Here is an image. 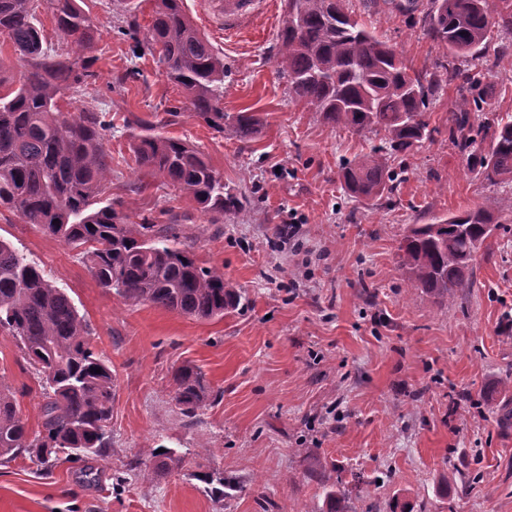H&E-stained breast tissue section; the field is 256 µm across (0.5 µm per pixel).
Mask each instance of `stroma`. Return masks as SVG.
Returning a JSON list of instances; mask_svg holds the SVG:
<instances>
[{"mask_svg":"<svg viewBox=\"0 0 512 512\" xmlns=\"http://www.w3.org/2000/svg\"><path fill=\"white\" fill-rule=\"evenodd\" d=\"M184 0L197 29L224 56V109L260 124L241 141L189 112L146 49L156 0H84L99 39L85 56L92 84L67 94L79 112H107L112 174L102 198L132 224L177 225L199 265L223 268L237 309L199 320L125 303L98 285L81 251L0 210L11 242L64 288L88 321L92 348L111 362V448L98 457L0 462V512H512V231L476 255L473 286L441 303L406 295L399 267L409 225L512 197L488 186L448 139L454 88L429 103L439 132L391 157L403 171L393 201L350 196L342 161L379 139L324 124L288 97L275 67L283 0L237 39ZM397 0H349L362 23L416 72L438 71L446 49L400 13ZM488 87L474 122L512 115V35L480 61ZM203 152L242 209L213 218L147 170H136L132 124ZM295 221L296 235L278 237ZM200 369L210 394L195 414L174 401L173 375ZM0 377L30 431L42 389L16 340L0 332ZM175 449L180 466L143 472L146 449ZM480 481L460 492L465 467ZM229 483L223 500L207 478Z\"/></svg>","mask_w":512,"mask_h":512,"instance_id":"1","label":"stroma"}]
</instances>
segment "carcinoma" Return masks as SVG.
<instances>
[{
  "mask_svg": "<svg viewBox=\"0 0 512 512\" xmlns=\"http://www.w3.org/2000/svg\"><path fill=\"white\" fill-rule=\"evenodd\" d=\"M34 0H0V37L13 46L18 67L11 82L0 80V209L27 224L84 249L98 284L130 304L150 303L197 319L222 317L241 301L239 289L219 267L197 263L192 247L167 227L128 224L112 203L100 201L112 168L105 150L112 121L97 112L63 111L59 100L89 84L84 54L94 49L98 26L79 0H50L64 50L43 48ZM295 11L279 34L278 72L291 100L322 120L357 133L384 132L383 144L341 164L347 192L381 198L397 176L387 155L404 152L439 132L430 127L429 95L439 86L434 73L410 74L393 46L354 18L348 0H284ZM423 31L448 50L445 81L457 90L448 105V139L466 155L468 170L491 186L512 180V117L478 125L487 90L477 65L491 33L512 34V0H431L419 19ZM167 77L188 95L189 110L222 132L250 138L259 119L224 111V57L194 26L184 0H158L148 37ZM424 86L416 96L411 81ZM138 168L158 172L206 213L241 208L224 176L185 142L143 128L133 135ZM512 214V197L490 196L483 206L430 224H414L401 247L407 292L444 301L473 287L472 261L500 218ZM58 223H53V220ZM0 331L21 344L43 388L41 429L31 433L15 393L0 379V460L26 453L44 462L53 453L99 456L111 441L114 378L108 360L89 345L90 328L68 294L47 280L38 264L0 239ZM100 372H95V369ZM174 400L191 415L207 398L200 371L175 374ZM173 448L144 452L140 465H180Z\"/></svg>",
  "mask_w": 512,
  "mask_h": 512,
  "instance_id": "cac0c4a2",
  "label": "carcinoma"
}]
</instances>
